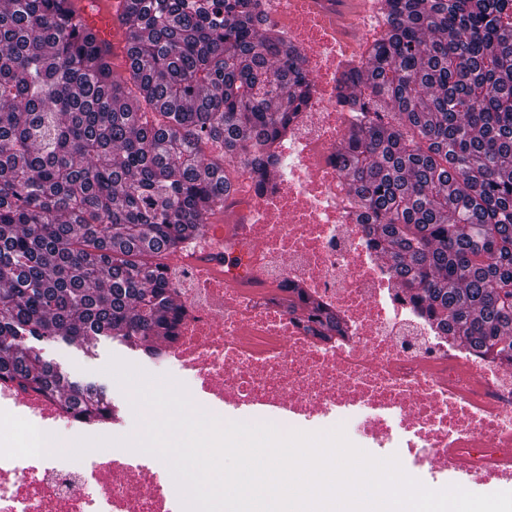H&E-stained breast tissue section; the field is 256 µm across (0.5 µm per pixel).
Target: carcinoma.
<instances>
[{
    "label": "carcinoma",
    "mask_w": 512,
    "mask_h": 512,
    "mask_svg": "<svg viewBox=\"0 0 512 512\" xmlns=\"http://www.w3.org/2000/svg\"><path fill=\"white\" fill-rule=\"evenodd\" d=\"M386 31L342 65L341 172L413 310L512 366V0H378ZM118 76L68 0L0 9V380L106 423L18 338L113 336L158 356L186 315L169 256L224 212L226 163L268 189L312 77L260 0H128ZM321 341L341 317L286 284Z\"/></svg>",
    "instance_id": "1"
}]
</instances>
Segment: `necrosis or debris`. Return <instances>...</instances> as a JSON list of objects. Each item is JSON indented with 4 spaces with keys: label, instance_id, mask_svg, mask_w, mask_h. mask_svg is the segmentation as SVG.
Segmentation results:
<instances>
[{
    "label": "necrosis or debris",
    "instance_id": "4bbe7bcc",
    "mask_svg": "<svg viewBox=\"0 0 512 512\" xmlns=\"http://www.w3.org/2000/svg\"><path fill=\"white\" fill-rule=\"evenodd\" d=\"M267 22L300 52L313 76L309 108L293 129L273 194L249 182L223 223L178 261L173 280L186 308L169 353L188 370V393L215 416L237 411L249 422L282 431L318 432L360 414L361 447L397 456L427 487L464 488L512 482V372L449 349L438 330L414 319L402 292L367 246L337 165L346 116L336 104L341 57L361 56L381 36L368 0H262ZM242 224L245 238L224 227ZM244 258L210 269L202 250ZM302 284L344 320L338 343L310 336L276 297ZM0 410L56 434L129 435L125 407L119 428L68 427L50 398L0 382ZM0 512H182L174 482H159L129 450L105 447L70 459L58 455L0 458Z\"/></svg>",
    "mask_w": 512,
    "mask_h": 512
}]
</instances>
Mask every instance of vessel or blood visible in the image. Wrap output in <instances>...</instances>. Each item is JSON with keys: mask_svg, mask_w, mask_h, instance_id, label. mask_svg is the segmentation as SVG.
I'll return each instance as SVG.
<instances>
[{"mask_svg": "<svg viewBox=\"0 0 512 512\" xmlns=\"http://www.w3.org/2000/svg\"><path fill=\"white\" fill-rule=\"evenodd\" d=\"M72 9L77 20L96 29L114 72L126 73L130 65L124 23L126 0H73Z\"/></svg>", "mask_w": 512, "mask_h": 512, "instance_id": "obj_1", "label": "vessel or blood"}]
</instances>
